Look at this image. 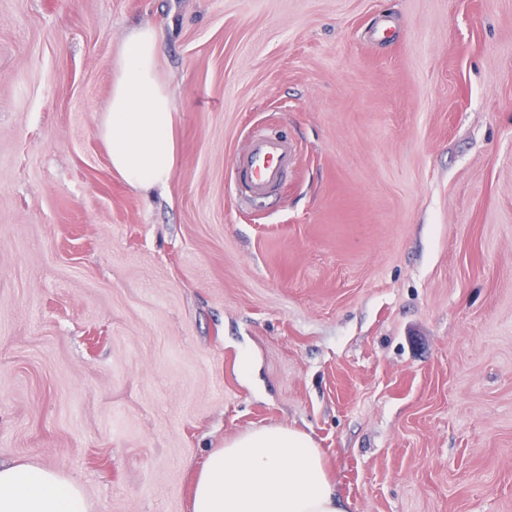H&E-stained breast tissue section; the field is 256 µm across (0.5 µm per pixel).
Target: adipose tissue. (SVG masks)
<instances>
[{
	"instance_id": "ef3b65f1",
	"label": "adipose tissue",
	"mask_w": 512,
	"mask_h": 512,
	"mask_svg": "<svg viewBox=\"0 0 512 512\" xmlns=\"http://www.w3.org/2000/svg\"><path fill=\"white\" fill-rule=\"evenodd\" d=\"M160 35L133 28L113 67L111 100L97 128L113 170L143 191L165 189L178 165L170 93L157 67ZM0 512H88L79 484L32 463L0 464ZM192 512H344L324 457L306 433L251 429L207 456Z\"/></svg>"
}]
</instances>
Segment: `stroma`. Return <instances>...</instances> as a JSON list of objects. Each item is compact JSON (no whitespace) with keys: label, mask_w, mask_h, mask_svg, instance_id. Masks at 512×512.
I'll use <instances>...</instances> for the list:
<instances>
[{"label":"stroma","mask_w":512,"mask_h":512,"mask_svg":"<svg viewBox=\"0 0 512 512\" xmlns=\"http://www.w3.org/2000/svg\"><path fill=\"white\" fill-rule=\"evenodd\" d=\"M143 25L179 152L149 193L97 134ZM264 124L297 158L255 209ZM269 425L346 512H512V0H0V461L192 512ZM295 157L296 148L286 136L254 130L247 150L233 163L238 199L255 205L272 196L285 182Z\"/></svg>","instance_id":"obj_1"}]
</instances>
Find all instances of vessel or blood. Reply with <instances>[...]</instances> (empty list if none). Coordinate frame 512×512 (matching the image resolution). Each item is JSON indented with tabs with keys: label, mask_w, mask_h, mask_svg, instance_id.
I'll return each instance as SVG.
<instances>
[{
	"label": "vessel or blood",
	"mask_w": 512,
	"mask_h": 512,
	"mask_svg": "<svg viewBox=\"0 0 512 512\" xmlns=\"http://www.w3.org/2000/svg\"><path fill=\"white\" fill-rule=\"evenodd\" d=\"M295 157L296 148L286 136L254 130L247 150L233 164L238 199L255 205L272 196L285 182Z\"/></svg>",
	"instance_id": "vessel-or-blood-1"
}]
</instances>
